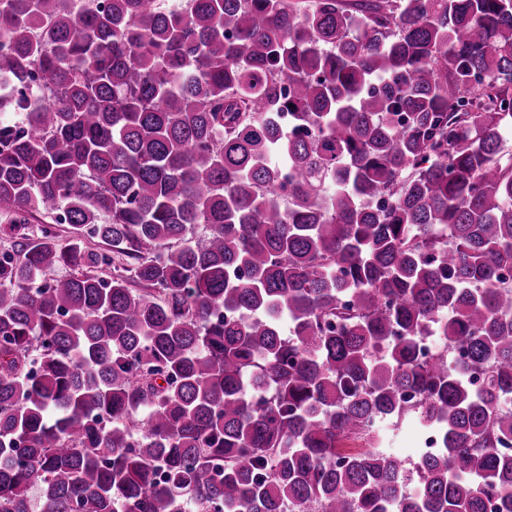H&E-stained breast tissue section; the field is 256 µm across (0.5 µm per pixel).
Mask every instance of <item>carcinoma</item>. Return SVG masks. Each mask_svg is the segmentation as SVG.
<instances>
[{"label":"carcinoma","mask_w":512,"mask_h":512,"mask_svg":"<svg viewBox=\"0 0 512 512\" xmlns=\"http://www.w3.org/2000/svg\"><path fill=\"white\" fill-rule=\"evenodd\" d=\"M0 38V512H512V0H0ZM386 450L405 462L407 468L410 463L416 460L417 425L411 420H405L394 430H388L386 439Z\"/></svg>","instance_id":"1"}]
</instances>
